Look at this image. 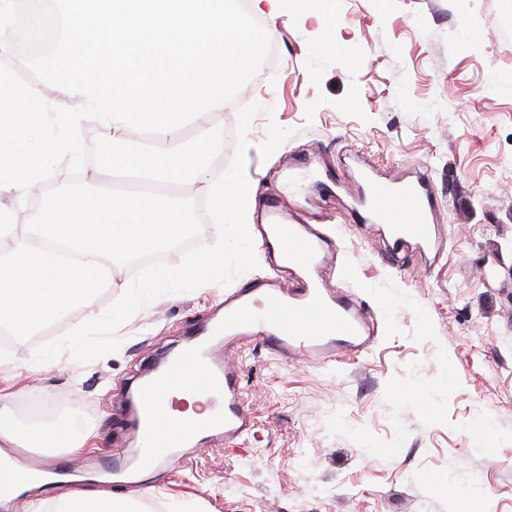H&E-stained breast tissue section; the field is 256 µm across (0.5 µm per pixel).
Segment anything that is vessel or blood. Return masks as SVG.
Masks as SVG:
<instances>
[{
	"mask_svg": "<svg viewBox=\"0 0 512 512\" xmlns=\"http://www.w3.org/2000/svg\"><path fill=\"white\" fill-rule=\"evenodd\" d=\"M360 178L359 205L370 223L385 225L394 247L441 255L442 234L430 220L433 194L425 177L385 179L365 160ZM256 235L262 247L278 253L282 267L303 272L302 289L294 293L268 280L225 294L222 315L199 327L127 393L124 420L149 446L116 450L112 485L124 495H140L146 472L180 459L188 449H203L219 438L232 444L251 433L241 369L231 357L235 348L255 341L283 360L323 366L376 343L373 319L362 302L326 288L317 277L325 259L322 234L288 224L278 214L272 223L258 225ZM186 391L205 396L208 414L182 424L163 414L161 404Z\"/></svg>",
	"mask_w": 512,
	"mask_h": 512,
	"instance_id": "vessel-or-blood-1",
	"label": "vessel or blood"
}]
</instances>
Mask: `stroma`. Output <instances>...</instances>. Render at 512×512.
I'll list each match as a JSON object with an SVG mask.
<instances>
[{
  "instance_id": "1",
  "label": "stroma",
  "mask_w": 512,
  "mask_h": 512,
  "mask_svg": "<svg viewBox=\"0 0 512 512\" xmlns=\"http://www.w3.org/2000/svg\"><path fill=\"white\" fill-rule=\"evenodd\" d=\"M512 0H342L337 42L360 47L357 75L329 66L320 83L306 68L314 17L282 12L277 59L235 102L210 112L226 141L211 170L235 152L240 106L273 107L269 120L295 129L269 159L252 152L246 171L258 195L324 234L328 287L355 293L378 325V341L323 367L284 361L251 343L236 350L254 427L238 445L206 448L152 479L134 506L163 512H512ZM478 39H471V32ZM365 113L336 106L350 86ZM388 178L425 173L436 187L434 221L443 253L390 264L379 232L347 195L316 184L289 194L288 176L313 161L349 182L354 156ZM135 267L113 265L110 287L9 348L0 387L16 423L49 404L79 423L95 451L79 467L131 447L116 421L128 384L208 320L224 300L216 284L158 297L115 331L116 353L89 363L63 351L35 364L36 348L100 317L130 286Z\"/></svg>"
}]
</instances>
